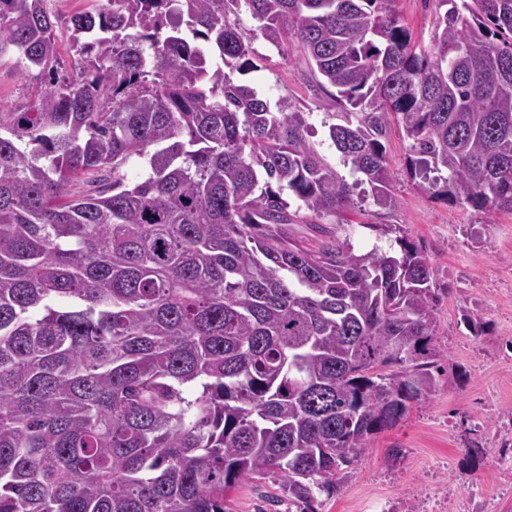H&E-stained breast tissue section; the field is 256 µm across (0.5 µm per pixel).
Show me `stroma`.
<instances>
[{
    "label": "stroma",
    "mask_w": 512,
    "mask_h": 512,
    "mask_svg": "<svg viewBox=\"0 0 512 512\" xmlns=\"http://www.w3.org/2000/svg\"><path fill=\"white\" fill-rule=\"evenodd\" d=\"M58 24L63 73H70L68 19L96 0H48ZM414 43L428 47L437 18L434 0H394ZM254 69L233 73L271 107L303 112L312 140L341 176H348L328 138L339 107L315 78L295 40L274 47L254 39ZM35 91L11 60L0 61V109H25ZM411 142L398 124L385 140L397 204L382 207L363 190L336 218L335 232L358 253L403 236L428 257L437 295L431 313L441 353L435 389L347 470L337 496H318L314 512H512V461L491 468L493 449L512 440V211L485 217L420 190L408 173ZM400 456H392V449ZM228 512H299L278 477L242 482L226 495Z\"/></svg>",
    "instance_id": "1"
}]
</instances>
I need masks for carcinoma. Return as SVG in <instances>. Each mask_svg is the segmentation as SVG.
<instances>
[{"instance_id":"obj_1","label":"carcinoma","mask_w":512,"mask_h":512,"mask_svg":"<svg viewBox=\"0 0 512 512\" xmlns=\"http://www.w3.org/2000/svg\"><path fill=\"white\" fill-rule=\"evenodd\" d=\"M392 2L99 0L61 78L44 0H0V60L40 83L0 110V512H224L267 474L308 512L434 390L429 259L308 243L283 198L397 205L395 121L422 190L512 211V0H435L421 51ZM242 4L350 107L329 137L353 182L212 67L251 65Z\"/></svg>"}]
</instances>
